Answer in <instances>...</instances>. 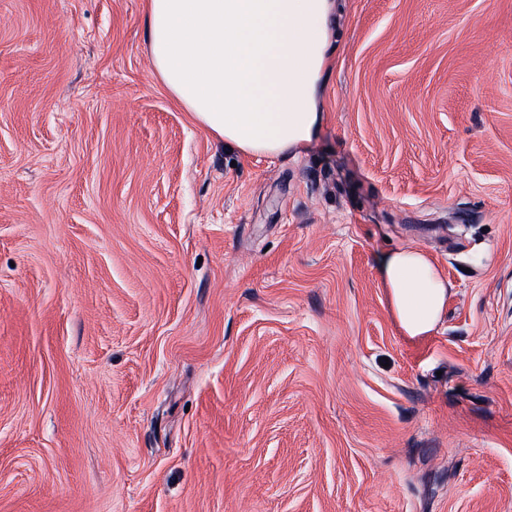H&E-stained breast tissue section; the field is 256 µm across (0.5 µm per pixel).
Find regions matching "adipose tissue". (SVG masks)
Here are the masks:
<instances>
[{"label":"adipose tissue","mask_w":512,"mask_h":512,"mask_svg":"<svg viewBox=\"0 0 512 512\" xmlns=\"http://www.w3.org/2000/svg\"><path fill=\"white\" fill-rule=\"evenodd\" d=\"M334 0H148L154 69L193 120L245 156L306 146L325 119ZM377 274L409 337L430 335L448 302L442 270L415 248L387 252Z\"/></svg>","instance_id":"1"}]
</instances>
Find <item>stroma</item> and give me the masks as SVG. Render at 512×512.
Returning a JSON list of instances; mask_svg holds the SVG:
<instances>
[{
	"instance_id": "obj_1",
	"label": "stroma",
	"mask_w": 512,
	"mask_h": 512,
	"mask_svg": "<svg viewBox=\"0 0 512 512\" xmlns=\"http://www.w3.org/2000/svg\"><path fill=\"white\" fill-rule=\"evenodd\" d=\"M335 2L322 127L256 158L147 0H0V512H512V0ZM376 268L400 331L410 338L429 336L448 302L450 288L442 270L415 248L381 255Z\"/></svg>"
}]
</instances>
